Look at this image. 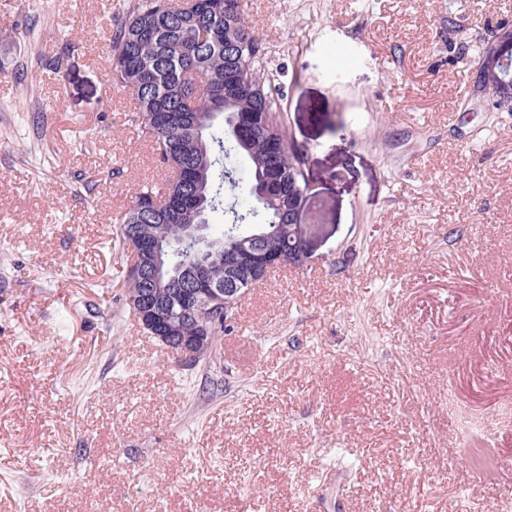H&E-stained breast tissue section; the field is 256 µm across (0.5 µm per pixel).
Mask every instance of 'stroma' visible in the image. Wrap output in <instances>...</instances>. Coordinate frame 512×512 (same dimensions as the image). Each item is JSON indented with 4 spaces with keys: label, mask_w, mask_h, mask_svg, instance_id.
Masks as SVG:
<instances>
[{
    "label": "stroma",
    "mask_w": 512,
    "mask_h": 512,
    "mask_svg": "<svg viewBox=\"0 0 512 512\" xmlns=\"http://www.w3.org/2000/svg\"><path fill=\"white\" fill-rule=\"evenodd\" d=\"M135 3L0 0V512H512V112L470 50L512 0H244L306 259L192 366L127 301Z\"/></svg>",
    "instance_id": "35a3bbf8"
}]
</instances>
